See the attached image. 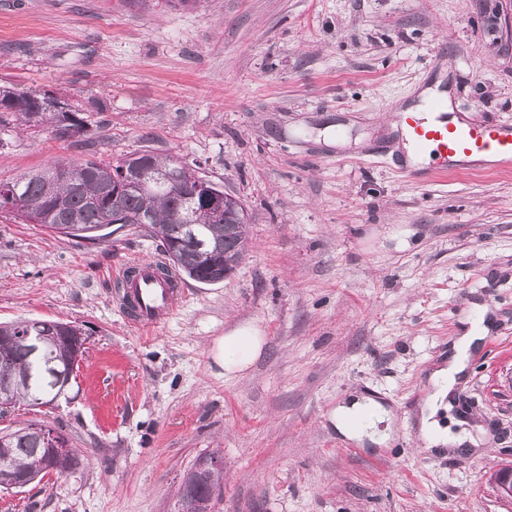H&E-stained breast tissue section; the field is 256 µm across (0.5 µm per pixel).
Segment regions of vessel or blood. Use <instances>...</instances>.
<instances>
[{
  "instance_id": "obj_1",
  "label": "vessel or blood",
  "mask_w": 512,
  "mask_h": 512,
  "mask_svg": "<svg viewBox=\"0 0 512 512\" xmlns=\"http://www.w3.org/2000/svg\"><path fill=\"white\" fill-rule=\"evenodd\" d=\"M447 111V95L432 94L397 112V132L412 152L395 164L402 178L424 183L436 175L479 170L490 162L512 167L511 119L477 123L462 116L451 122L445 118ZM160 263L157 257L136 259L112 273L115 303L125 310L128 323L143 331L166 323L184 293L178 276L160 271Z\"/></svg>"
}]
</instances>
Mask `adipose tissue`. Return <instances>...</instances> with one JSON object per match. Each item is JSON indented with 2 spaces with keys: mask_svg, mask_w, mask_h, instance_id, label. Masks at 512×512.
Wrapping results in <instances>:
<instances>
[{
  "mask_svg": "<svg viewBox=\"0 0 512 512\" xmlns=\"http://www.w3.org/2000/svg\"><path fill=\"white\" fill-rule=\"evenodd\" d=\"M484 335L483 329L469 328L454 345V352L448 358V364L439 368L432 375L434 391L427 401L428 412L421 418L420 436L426 449L447 443L448 437L432 415L443 404L458 376L466 367V360L471 349ZM265 338L257 327L240 326L229 331L216 341L213 358L225 372H242L248 369L261 355ZM385 411L375 401L363 398L350 405L341 406L333 413L334 421L341 432L356 439H369L377 443L386 442L391 429H379L378 424L389 419Z\"/></svg>",
  "mask_w": 512,
  "mask_h": 512,
  "instance_id": "1",
  "label": "adipose tissue"
}]
</instances>
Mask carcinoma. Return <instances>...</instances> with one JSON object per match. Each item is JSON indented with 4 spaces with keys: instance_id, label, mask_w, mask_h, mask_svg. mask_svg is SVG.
<instances>
[{
    "instance_id": "carcinoma-1",
    "label": "carcinoma",
    "mask_w": 512,
    "mask_h": 512,
    "mask_svg": "<svg viewBox=\"0 0 512 512\" xmlns=\"http://www.w3.org/2000/svg\"><path fill=\"white\" fill-rule=\"evenodd\" d=\"M1 97L12 98L15 107L0 111V147L25 129L49 127L61 139L74 126L88 133L94 113L103 109L100 101L92 99L85 112H57L43 105L46 96L14 86L0 85ZM176 165V160L147 149L112 164L89 159L76 166H50L0 182V211L10 212L24 224L40 216V226L86 241L112 236L114 224L149 226L160 251L180 274L199 283L222 282L224 270H235L246 255L247 214L227 209L220 227L217 219L201 213L200 197L186 188H140L143 174L172 173ZM62 170L67 176H61ZM177 215L180 224L173 222ZM61 327L59 321L43 319L0 325V418L23 406H42L71 388L56 373L67 372L64 359L82 350L85 341L75 336L58 339ZM0 442L29 483L44 479L40 473L44 444L38 434L7 428L0 431Z\"/></svg>"
}]
</instances>
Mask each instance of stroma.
<instances>
[{"mask_svg":"<svg viewBox=\"0 0 512 512\" xmlns=\"http://www.w3.org/2000/svg\"><path fill=\"white\" fill-rule=\"evenodd\" d=\"M512 0H0V84L100 99L92 145L38 128L0 148V181L54 163L149 149L245 205L249 251L188 290L159 330L130 327L109 273L156 256L127 225L95 244L0 213V323L81 326L78 390L47 420L75 472L0 492V512H177L200 454L224 458L212 512H512L491 475L512 465V169L406 181L371 148L396 109L439 79L477 122L512 119ZM484 343L437 420L462 447L423 451L420 411L486 290ZM266 339L226 375L214 341ZM390 411L386 444L336 429L341 404Z\"/></svg>","mask_w":512,"mask_h":512,"instance_id":"obj_1","label":"stroma"}]
</instances>
